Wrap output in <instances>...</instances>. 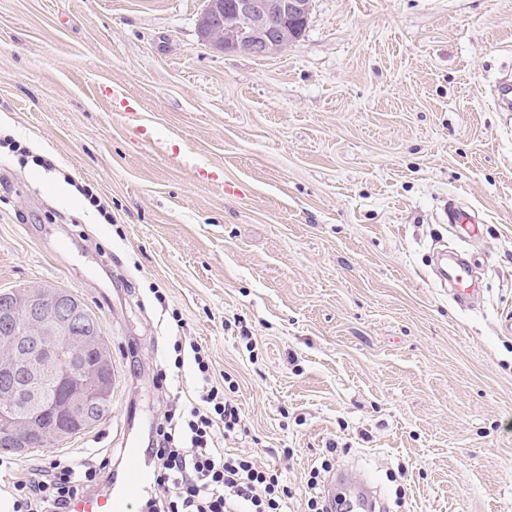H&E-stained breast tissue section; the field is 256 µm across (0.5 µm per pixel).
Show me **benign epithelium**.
I'll return each instance as SVG.
<instances>
[{"label":"benign epithelium","instance_id":"benign-epithelium-1","mask_svg":"<svg viewBox=\"0 0 512 512\" xmlns=\"http://www.w3.org/2000/svg\"><path fill=\"white\" fill-rule=\"evenodd\" d=\"M311 0H206L200 40L224 53L269 56L284 50L306 21ZM94 353L95 384L72 390L60 406L68 424L34 439L29 413L54 406L46 381L82 371ZM112 355L98 320L67 290L28 285L0 294V446L21 452L85 432L112 409Z\"/></svg>","mask_w":512,"mask_h":512}]
</instances>
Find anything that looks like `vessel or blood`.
Here are the masks:
<instances>
[{
  "mask_svg": "<svg viewBox=\"0 0 512 512\" xmlns=\"http://www.w3.org/2000/svg\"><path fill=\"white\" fill-rule=\"evenodd\" d=\"M443 220L458 232L460 237L476 241L483 233V226L475 216L456 203H448L443 210ZM448 280L453 299L466 304L476 290L477 280L470 265L459 257H452L442 272ZM152 475L145 467L138 449H130L121 479L104 492L80 497L73 501L71 512H131L134 497L146 490ZM344 512H382L370 492H359L342 503Z\"/></svg>",
  "mask_w": 512,
  "mask_h": 512,
  "instance_id": "obj_1",
  "label": "vessel or blood"
}]
</instances>
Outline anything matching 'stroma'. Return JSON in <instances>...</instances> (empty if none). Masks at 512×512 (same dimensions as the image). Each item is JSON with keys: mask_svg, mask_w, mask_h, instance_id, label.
<instances>
[{"mask_svg": "<svg viewBox=\"0 0 512 512\" xmlns=\"http://www.w3.org/2000/svg\"><path fill=\"white\" fill-rule=\"evenodd\" d=\"M204 0H0V290L46 284L99 318L112 413L28 468L144 446L171 311L235 385L230 446L368 478L385 512H512V0H312L252 57L202 43ZM91 185L104 221L80 193ZM478 216L462 244L448 200ZM466 247L482 290L432 273Z\"/></svg>", "mask_w": 512, "mask_h": 512, "instance_id": "1", "label": "stroma"}]
</instances>
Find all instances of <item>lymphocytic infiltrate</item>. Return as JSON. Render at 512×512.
<instances>
[{
	"mask_svg": "<svg viewBox=\"0 0 512 512\" xmlns=\"http://www.w3.org/2000/svg\"><path fill=\"white\" fill-rule=\"evenodd\" d=\"M172 349L174 369H193V395L172 405L155 427L147 448L155 476L148 512H288L293 494L280 470L225 448L245 424L236 400L216 380L206 349L183 336L174 337ZM97 455L89 448L51 458L15 477L13 512H69L100 479Z\"/></svg>",
	"mask_w": 512,
	"mask_h": 512,
	"instance_id": "lymphocytic-infiltrate-1",
	"label": "lymphocytic infiltrate"
}]
</instances>
